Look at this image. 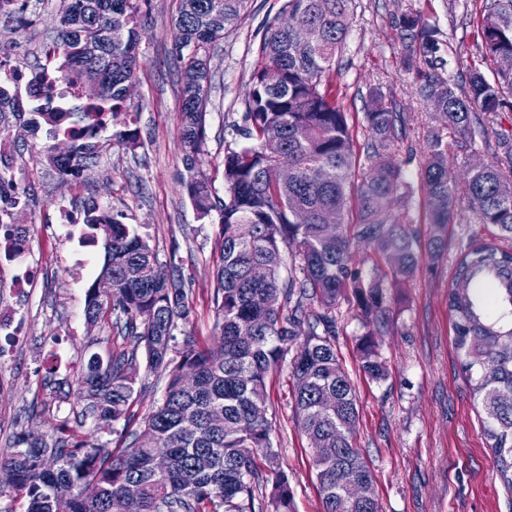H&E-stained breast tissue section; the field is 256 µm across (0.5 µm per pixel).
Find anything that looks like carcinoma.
<instances>
[{"label":"carcinoma","mask_w":512,"mask_h":512,"mask_svg":"<svg viewBox=\"0 0 512 512\" xmlns=\"http://www.w3.org/2000/svg\"><path fill=\"white\" fill-rule=\"evenodd\" d=\"M249 0H180L174 26L181 41L173 57L181 72H193L180 89V136L185 148V187L199 218L217 213L221 262L212 304L220 344L202 349L187 336L176 342L186 320V288L169 274L158 282L157 258L146 238L117 219L86 211L87 226L103 240L101 278L114 285L112 300L88 290L87 321L112 313V328L130 346L105 361L91 355L78 379L81 424L128 428L138 396L140 363L167 378L162 401L132 433L130 446L115 454L89 447L60 430L51 439L15 438L0 452V466L16 483L0 499L24 500V512H293L288 476L272 450L265 412L268 375L289 365L298 425L309 439L321 512H379L372 472L353 444L359 418L355 390L336 351L339 300L352 293L365 333L359 339L363 373L386 377L375 336L388 322L385 287L366 280L352 265L363 245L393 280L413 275L419 243L406 224L385 221L386 203L403 187L401 165L387 158L398 138L400 115L379 93L364 112L367 139L357 152L346 113L336 105V57L346 46L354 0H286L282 11L295 24L267 25L259 46L262 64L245 100L243 129L249 144L224 154V197L212 193L196 172L205 142L210 61L217 42L240 21ZM139 0H62L53 52L61 58L53 82L74 88L67 101L15 83L0 84V128L22 121L26 128L53 125V138L71 144L67 154L46 155L61 176L93 162L98 144L74 139L69 128L93 127L112 116V141L133 145L136 112L125 87L135 77L140 28ZM25 23L20 0H0V18ZM410 40L405 63L419 54L433 63L437 29L406 15ZM479 49L493 78L475 70L468 90L436 74H422L420 94L430 101L448 133L473 136L478 112L512 107V0H490L480 27ZM98 85L99 95L84 90ZM501 158L476 170L467 183L471 210L496 228L498 242L473 241L454 264L448 306L455 343L463 351L473 396L484 413V432L502 481L512 486V138L498 136ZM425 167L430 223L454 221L457 186L448 170V144L434 131ZM293 177L279 182L280 168ZM357 219L345 220L350 197ZM298 258L287 276L284 253ZM336 399L325 412L321 398ZM166 447L168 470L152 466V436ZM49 452L51 471L41 467ZM264 460L258 466L256 457ZM362 479L358 499L342 503L349 473ZM140 484L138 498L121 488ZM95 484L99 494L81 496Z\"/></svg>","instance_id":"carcinoma-1"}]
</instances>
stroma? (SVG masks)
<instances>
[{
    "instance_id": "stroma-1",
    "label": "stroma",
    "mask_w": 512,
    "mask_h": 512,
    "mask_svg": "<svg viewBox=\"0 0 512 512\" xmlns=\"http://www.w3.org/2000/svg\"><path fill=\"white\" fill-rule=\"evenodd\" d=\"M26 26H1L0 47L16 63L35 68L46 63L59 26L60 0H29ZM284 0H249L236 29L226 34L211 60L206 141L198 170L215 193L224 191V155L242 146L236 129L244 123V101L258 66V47L268 20L279 16ZM486 0H355L346 47L336 63V104L345 112L355 144L367 133L363 114L371 91L400 112L404 127L391 152L401 164L408 196H394L388 220L412 225L420 243L432 233L426 206L424 163L427 141L440 123L434 108L418 92L419 81L404 65L408 42L400 19L419 16L439 29L440 73L467 83L481 67L478 31ZM179 0H147L141 7L139 64L132 102L140 138L135 146L104 135L98 157L79 177H63L45 163L47 149L64 139L28 136L14 126L1 134L24 169L26 199L9 213L10 223L31 232L28 261L41 270L39 284L21 310L26 334L6 361L0 362V450L18 432L43 437L58 427L75 430L88 445L124 447L119 434L93 425L78 426L76 378L91 354H108L116 344L111 314L96 325L85 317L88 279L72 281L66 246L60 240L58 209L83 211L96 202L121 223L147 238L160 266L179 275L188 290L190 314L179 334L195 336L204 346L220 342L214 326L213 272L220 263L221 230L217 217L198 218L184 187V147L178 131L180 72L172 56V20ZM495 139L452 136L448 168L458 188L470 169L493 165ZM491 239L466 197L458 199V218L445 233L436 255L422 252L408 279L387 283L390 323L377 338L387 377L373 380L360 368L357 339L363 334L354 300L338 304L336 349L354 383L360 416L354 437L372 475L379 512H512V492L502 484L483 428V413L462 370L448 312V284L455 259L472 236ZM266 417L271 440L293 492L294 512H321L311 448L298 427L292 378L281 368L267 380Z\"/></svg>"
}]
</instances>
